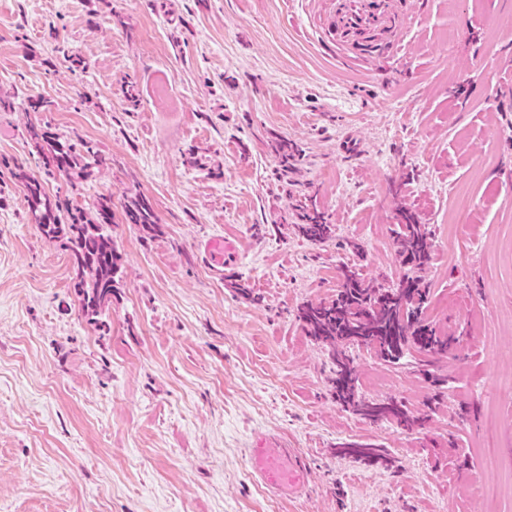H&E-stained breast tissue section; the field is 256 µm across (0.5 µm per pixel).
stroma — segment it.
I'll list each match as a JSON object with an SVG mask.
<instances>
[{
  "mask_svg": "<svg viewBox=\"0 0 512 512\" xmlns=\"http://www.w3.org/2000/svg\"><path fill=\"white\" fill-rule=\"evenodd\" d=\"M395 8L401 52L348 65L322 0H0V512H512V0ZM32 125L103 164L47 174ZM280 139L302 151L284 179ZM21 171L89 213L111 196L108 331ZM137 194L159 236L126 223ZM308 203L335 238L298 233ZM405 208L434 244L426 318L455 343L429 365L351 354L359 394L404 400L410 429L337 403L298 319L340 265L398 282ZM426 368L448 380L436 405ZM264 440L305 459L302 495L255 480ZM340 453L353 456L371 463H378L382 459V450L369 443L346 442L337 447Z\"/></svg>",
  "mask_w": 512,
  "mask_h": 512,
  "instance_id": "1",
  "label": "stroma"
}]
</instances>
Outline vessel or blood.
Wrapping results in <instances>:
<instances>
[{
    "mask_svg": "<svg viewBox=\"0 0 512 512\" xmlns=\"http://www.w3.org/2000/svg\"><path fill=\"white\" fill-rule=\"evenodd\" d=\"M408 29L398 19L394 0H332L325 15L326 47L346 60H360L373 53H395ZM254 474L275 493L294 495L307 485L305 459L288 446L251 449Z\"/></svg>",
    "mask_w": 512,
    "mask_h": 512,
    "instance_id": "obj_1",
    "label": "vessel or blood"
}]
</instances>
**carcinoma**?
Here are the masks:
<instances>
[{
	"label": "carcinoma",
	"instance_id": "1",
	"mask_svg": "<svg viewBox=\"0 0 512 512\" xmlns=\"http://www.w3.org/2000/svg\"><path fill=\"white\" fill-rule=\"evenodd\" d=\"M28 136L49 175L58 173L69 180L81 179L91 163L102 162L90 142L77 149L34 125L29 127ZM275 151L281 174L286 176L301 152L286 140L280 141ZM18 178L24 182L29 210L41 234L69 251L75 271L74 295L83 316L96 330L107 331L101 315L112 303L120 270V255L106 230L112 220V196L99 197L96 211L90 216L67 197L50 199L38 179L24 172L18 173ZM125 215L128 223L137 225L145 235L161 231L152 207L140 196L127 199ZM402 218L395 242L407 272L398 284L384 288L344 265L335 298L303 306L299 318L309 336L327 347L333 364L336 402L364 420L393 421L408 427L414 420L403 404L393 399L359 396L354 360L349 354L352 347H365L380 359L397 363L411 349L436 357L448 353L450 348L451 340L439 335L424 319L427 294L420 286L417 272L431 260L432 238L413 215L406 213ZM297 230L312 243L326 242L335 233L334 225L315 208L304 213ZM339 451L371 463L382 459V450L369 443H341Z\"/></svg>",
	"mask_w": 512,
	"mask_h": 512
}]
</instances>
